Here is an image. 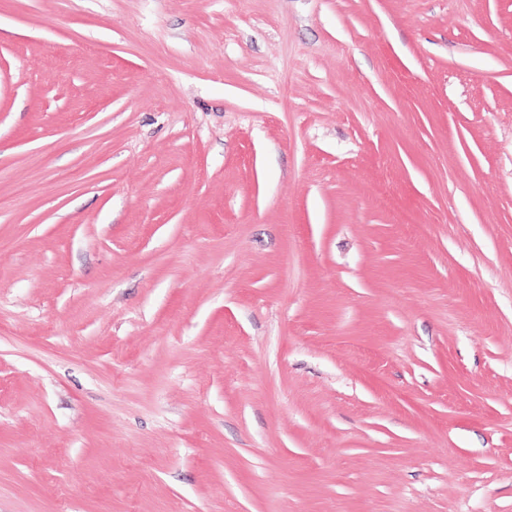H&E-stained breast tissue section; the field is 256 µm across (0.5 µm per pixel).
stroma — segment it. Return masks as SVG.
<instances>
[{
	"label": "stroma",
	"instance_id": "1",
	"mask_svg": "<svg viewBox=\"0 0 512 512\" xmlns=\"http://www.w3.org/2000/svg\"><path fill=\"white\" fill-rule=\"evenodd\" d=\"M0 512H512V0H0Z\"/></svg>",
	"mask_w": 512,
	"mask_h": 512
}]
</instances>
